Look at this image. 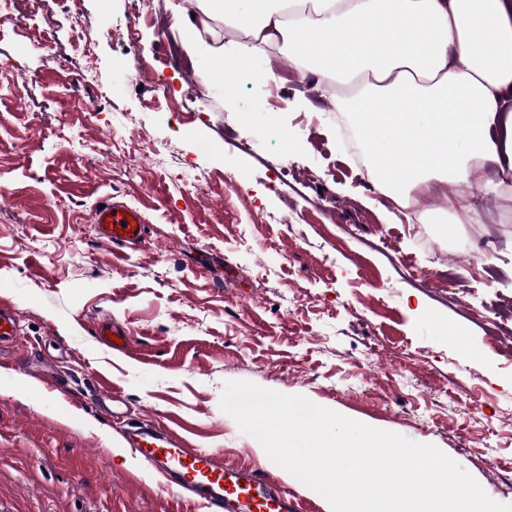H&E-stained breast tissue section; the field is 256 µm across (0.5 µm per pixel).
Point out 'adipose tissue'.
Segmentation results:
<instances>
[{
  "mask_svg": "<svg viewBox=\"0 0 512 512\" xmlns=\"http://www.w3.org/2000/svg\"><path fill=\"white\" fill-rule=\"evenodd\" d=\"M184 39L224 23L234 54L203 73L233 88L269 80L255 55L273 47L321 87L357 84L351 111L367 174L404 210L428 179L479 185L498 167L512 185V0H196Z\"/></svg>",
  "mask_w": 512,
  "mask_h": 512,
  "instance_id": "ef3b65f1",
  "label": "adipose tissue"
}]
</instances>
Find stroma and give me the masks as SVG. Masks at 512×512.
<instances>
[{
  "mask_svg": "<svg viewBox=\"0 0 512 512\" xmlns=\"http://www.w3.org/2000/svg\"><path fill=\"white\" fill-rule=\"evenodd\" d=\"M79 7V31L54 0L0 12V303L21 316L0 345V512H206L110 447L123 426L92 402L107 384L195 447L286 483L221 410L230 380L433 444L512 504V196L497 169L478 190L430 180L400 217L350 153L333 95L279 50L258 59L271 80L208 88V46L182 39L190 0ZM136 10L129 54L120 31ZM143 72L165 76L178 112L144 109L158 90ZM147 142L158 153L142 164ZM108 196L143 212L142 250L98 241ZM452 201L468 223L420 222ZM105 317L129 331L126 352L96 336Z\"/></svg>",
  "mask_w": 512,
  "mask_h": 512,
  "instance_id": "1",
  "label": "stroma"
}]
</instances>
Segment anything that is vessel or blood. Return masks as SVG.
Returning <instances> with one entry per match:
<instances>
[{"label": "vessel or blood", "instance_id": "1", "mask_svg": "<svg viewBox=\"0 0 512 512\" xmlns=\"http://www.w3.org/2000/svg\"><path fill=\"white\" fill-rule=\"evenodd\" d=\"M93 222L100 241L122 249H142L147 226L136 207L105 199L95 208ZM20 320L15 307L0 304V344L16 335ZM96 406L109 418L123 416L124 398L119 390L100 387L93 395ZM124 440L131 453L146 461L166 487L188 494L207 512H298L272 478L248 467H231L209 451L192 447L169 427L152 420L128 424Z\"/></svg>", "mask_w": 512, "mask_h": 512}]
</instances>
